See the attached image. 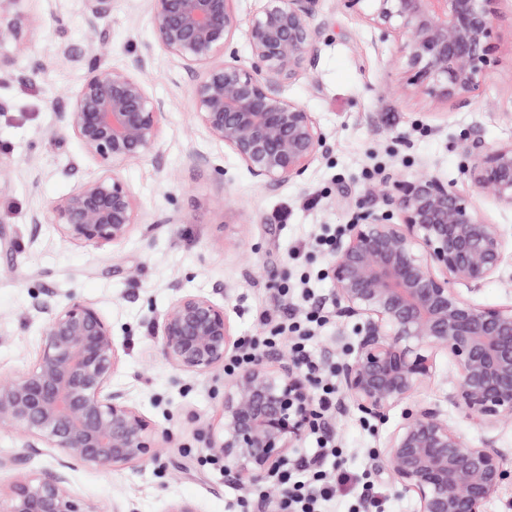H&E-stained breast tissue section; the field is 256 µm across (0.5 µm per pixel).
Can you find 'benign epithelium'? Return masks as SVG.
I'll use <instances>...</instances> for the list:
<instances>
[{"label": "benign epithelium", "mask_w": 512, "mask_h": 512, "mask_svg": "<svg viewBox=\"0 0 512 512\" xmlns=\"http://www.w3.org/2000/svg\"><path fill=\"white\" fill-rule=\"evenodd\" d=\"M31 0H0V49L27 41ZM86 39L94 63L56 128L72 135L99 172L32 216L74 244L120 245L138 224L140 203L121 171L153 153L167 103L153 97L144 74L151 49L135 68L101 64L107 36L100 22L114 0H86ZM158 46L197 73L198 123L224 143L266 189L303 175L328 151L311 112L284 95V84L314 64L320 30L310 18L318 0H262L248 19L236 0H150ZM363 5L370 26L394 38L412 73L402 96L427 95L464 107L495 67L494 20L501 0H344ZM249 49L242 62L231 48ZM476 191L512 207V143L467 148ZM387 209L361 206L336 238L329 271L339 314L359 319L336 369L337 410L386 420L405 405L375 473L414 496L417 512H484L506 479L504 452L487 436L472 446L437 403L410 404L443 351L458 374L448 405L492 431L512 419V306L485 307L459 286L498 275L505 239L498 224L436 175L396 179L383 193ZM43 348L36 364L0 378V428L17 427L24 447L56 450L60 466L16 483L3 512H96L72 494L66 468L77 462L112 470L153 456L154 428L112 387L118 348L112 327L93 306L43 305ZM162 353L174 369L197 376L224 368L233 340L224 306L179 293L166 310ZM315 380L297 359L263 354L225 375L222 431L209 449L225 478L242 488L262 482L325 422Z\"/></svg>", "instance_id": "obj_1"}]
</instances>
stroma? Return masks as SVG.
<instances>
[{
    "mask_svg": "<svg viewBox=\"0 0 512 512\" xmlns=\"http://www.w3.org/2000/svg\"><path fill=\"white\" fill-rule=\"evenodd\" d=\"M33 23L24 47L0 55L15 77L0 81V375L30 368L40 354L42 301L75 298L97 308L112 326L120 352L113 387L126 392L161 432L158 456L123 470L71 464L75 496L96 512H256L253 494L228 482L223 460L208 451L222 423L224 374L179 372L165 360L155 324L176 290L230 292L224 311L239 339L262 336L257 312L279 307L276 287L291 295L314 289L326 315L311 332L317 359L336 366L337 336L352 340L353 322L336 312L330 256L316 247L321 230L350 224L358 204L372 203L386 177L436 174L472 195L479 213L501 225L507 238L503 273L468 290L482 306L512 305V208L472 194L464 171L468 144L512 142V0L495 20L496 65L469 105L426 96L391 94L406 77L394 42H380L363 15L343 0H319L311 19L322 29L309 71L286 83L285 95L312 112L331 146L303 177L270 191L254 180L223 143L197 122L196 78L179 59L157 47L147 0H117L103 21L110 43L107 64L133 66L152 52L146 81L168 105L156 151L124 171L142 209V223L121 246L66 241L34 213L96 175L78 142L53 133L56 114L80 86L91 56L85 43V0H33ZM67 49L72 63L56 61ZM207 156L190 166L192 153ZM175 223H168V216ZM401 420L385 422L358 411L329 416L325 430L340 448L345 468L373 478L376 512H416V501L377 479L373 449L384 447Z\"/></svg>",
    "mask_w": 512,
    "mask_h": 512,
    "instance_id": "35a3bbf8",
    "label": "stroma"
}]
</instances>
